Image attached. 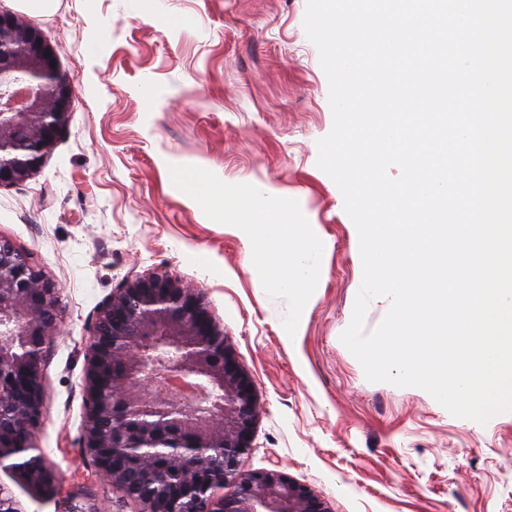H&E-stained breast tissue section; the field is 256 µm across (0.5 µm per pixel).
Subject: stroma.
I'll return each instance as SVG.
<instances>
[{
    "label": "stroma",
    "instance_id": "stroma-1",
    "mask_svg": "<svg viewBox=\"0 0 512 512\" xmlns=\"http://www.w3.org/2000/svg\"><path fill=\"white\" fill-rule=\"evenodd\" d=\"M72 99L66 131L27 181L0 188V237L58 286L64 329L42 362L33 443L42 494L0 467L18 512H142L79 445L89 329L130 275L199 288L259 403L245 471L275 469L329 512H512V412L452 416L425 390L369 382L340 336L363 267L343 196L317 165L333 126L306 0H54L35 15ZM198 172L223 207L192 196ZM287 198L321 247L306 297L255 264L224 218L238 187ZM21 477L31 486L45 491L51 490L56 481L54 473L46 465L41 453L31 455L21 472Z\"/></svg>",
    "mask_w": 512,
    "mask_h": 512
}]
</instances>
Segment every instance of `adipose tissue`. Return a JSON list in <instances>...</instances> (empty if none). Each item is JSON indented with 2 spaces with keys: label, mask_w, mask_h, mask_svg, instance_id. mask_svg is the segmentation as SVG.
<instances>
[{
  "label": "adipose tissue",
  "mask_w": 512,
  "mask_h": 512,
  "mask_svg": "<svg viewBox=\"0 0 512 512\" xmlns=\"http://www.w3.org/2000/svg\"><path fill=\"white\" fill-rule=\"evenodd\" d=\"M231 220L249 225L257 246L256 259L268 267L278 285L304 293L310 277L300 258L320 242L309 225L291 222L287 202L278 198L260 202L255 189L246 185L236 191Z\"/></svg>",
  "instance_id": "1"
}]
</instances>
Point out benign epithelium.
I'll return each mask as SVG.
<instances>
[{
    "mask_svg": "<svg viewBox=\"0 0 512 512\" xmlns=\"http://www.w3.org/2000/svg\"><path fill=\"white\" fill-rule=\"evenodd\" d=\"M55 51L41 32L0 11V187L28 180L65 131L71 90ZM59 293L32 258L0 237V466L34 435L44 393L41 365L58 334ZM163 338L177 351L175 375L203 384V396L174 401L158 385L144 345ZM26 375L25 398L15 402L4 385ZM85 413L81 447L102 477L146 512H329L311 490L277 470L244 472L252 449L258 404L249 374L237 363L224 330L203 294L166 273L137 274L121 281L97 308L90 328L84 373ZM222 463L212 480L198 482L210 467L211 450ZM127 454L140 459L136 473L115 465ZM174 470L185 492L175 502L143 491L165 485ZM21 477L49 491L56 481L42 454L29 458ZM233 484L222 498L214 490Z\"/></svg>",
    "mask_w": 512,
    "mask_h": 512,
    "instance_id": "obj_1",
    "label": "benign epithelium"
}]
</instances>
